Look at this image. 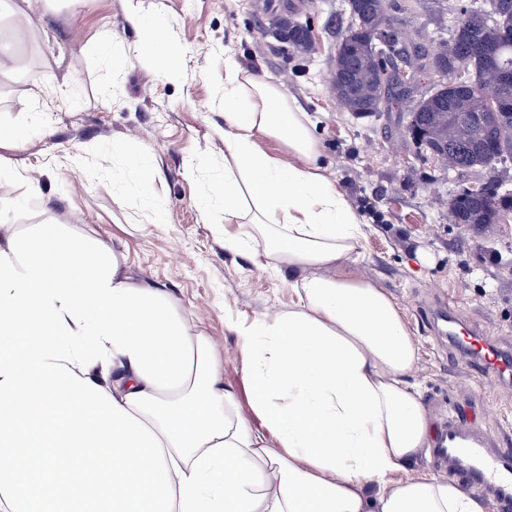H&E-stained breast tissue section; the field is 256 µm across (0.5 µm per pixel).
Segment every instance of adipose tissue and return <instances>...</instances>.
<instances>
[{
    "label": "adipose tissue",
    "mask_w": 512,
    "mask_h": 512,
    "mask_svg": "<svg viewBox=\"0 0 512 512\" xmlns=\"http://www.w3.org/2000/svg\"><path fill=\"white\" fill-rule=\"evenodd\" d=\"M126 17L135 52L181 77L165 26ZM320 152L295 101L226 63L224 247L262 252L297 295L230 322L237 389L212 338L124 254L0 221V512H489L410 473L431 439L416 343L385 288L348 272L371 227L314 167Z\"/></svg>",
    "instance_id": "adipose-tissue-1"
}]
</instances>
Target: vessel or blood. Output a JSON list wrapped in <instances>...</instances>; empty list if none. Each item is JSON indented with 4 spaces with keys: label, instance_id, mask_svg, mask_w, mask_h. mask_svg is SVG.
<instances>
[{
    "label": "vessel or blood",
    "instance_id": "1",
    "mask_svg": "<svg viewBox=\"0 0 512 512\" xmlns=\"http://www.w3.org/2000/svg\"><path fill=\"white\" fill-rule=\"evenodd\" d=\"M456 355L474 365L487 379L501 377L512 367V352L504 350L472 330L468 339L454 343ZM495 436L475 429L469 417L450 421L442 431L435 450L437 461L458 463L466 485L478 492L491 493L501 512H512V462L502 459Z\"/></svg>",
    "mask_w": 512,
    "mask_h": 512
}]
</instances>
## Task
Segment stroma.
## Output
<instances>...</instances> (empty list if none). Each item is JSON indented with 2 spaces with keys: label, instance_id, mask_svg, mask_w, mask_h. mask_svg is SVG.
<instances>
[{
  "label": "stroma",
  "instance_id": "obj_1",
  "mask_svg": "<svg viewBox=\"0 0 512 512\" xmlns=\"http://www.w3.org/2000/svg\"><path fill=\"white\" fill-rule=\"evenodd\" d=\"M456 0H411V39L446 43ZM147 20L168 27L189 52L181 81L163 78L139 39L123 0H0V40L12 43L13 71L0 74V219L58 222L76 236L122 252L130 274L169 293L215 341L224 381L240 384L236 336L227 318L250 322L294 299L287 274L262 253H227L214 228L224 222V59L279 84L309 113L322 172L373 227L355 272L399 304L418 347L412 380L433 432L457 411L512 448V382L473 376L451 347L441 316L455 307L460 326H479L512 348V213L477 230L452 223L448 204L464 189L497 181L512 190V160L465 173L420 159L406 135L408 105L357 118L333 98L330 74L348 0H138ZM299 8L316 51L283 50L274 19ZM42 29L28 35L30 24ZM79 159L91 177L69 176ZM196 163L195 178L184 175ZM40 180L31 198L11 167ZM209 203L202 214L200 200ZM469 391H461V384Z\"/></svg>",
  "mask_w": 512,
  "mask_h": 512
}]
</instances>
